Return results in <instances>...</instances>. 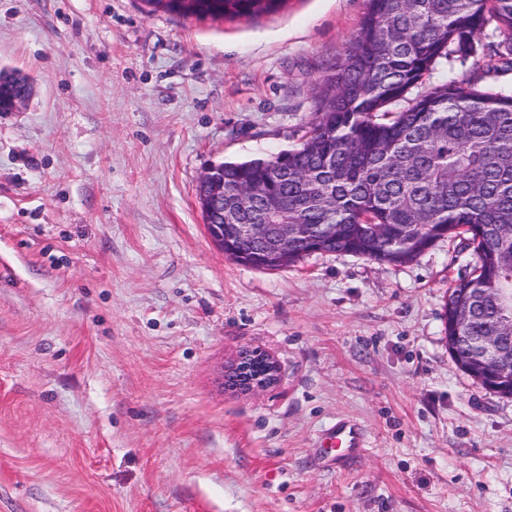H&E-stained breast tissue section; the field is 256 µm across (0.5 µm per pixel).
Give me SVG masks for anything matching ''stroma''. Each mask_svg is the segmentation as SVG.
Wrapping results in <instances>:
<instances>
[{"label":"stroma","instance_id":"35a3bbf8","mask_svg":"<svg viewBox=\"0 0 512 512\" xmlns=\"http://www.w3.org/2000/svg\"><path fill=\"white\" fill-rule=\"evenodd\" d=\"M365 8L0 0V78L31 87L0 112V512H512V398L445 339L462 240L258 270L197 203L205 167L300 141ZM245 346L277 386L225 388ZM342 418L369 446L338 467ZM145 0L150 11L164 10L184 17L205 16L213 19L252 17L270 12L284 0Z\"/></svg>","mask_w":512,"mask_h":512}]
</instances>
